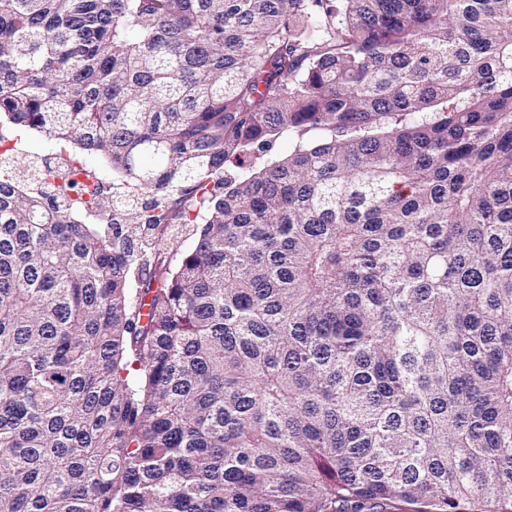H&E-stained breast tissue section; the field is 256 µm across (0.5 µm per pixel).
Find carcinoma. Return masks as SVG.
I'll use <instances>...</instances> for the list:
<instances>
[{
    "label": "carcinoma",
    "instance_id": "1",
    "mask_svg": "<svg viewBox=\"0 0 512 512\" xmlns=\"http://www.w3.org/2000/svg\"><path fill=\"white\" fill-rule=\"evenodd\" d=\"M0 115L115 174L0 154V512H512V0H0ZM294 142L288 139V136H284L277 141L273 142L272 145L266 147L260 151H255L252 157L254 168H259L264 165L271 163L272 161L288 154L292 151ZM189 225L190 226L182 232V235L172 236L169 240L165 241V252H167L172 267L177 266L182 252L187 250L192 244V227L194 224Z\"/></svg>",
    "mask_w": 512,
    "mask_h": 512
}]
</instances>
